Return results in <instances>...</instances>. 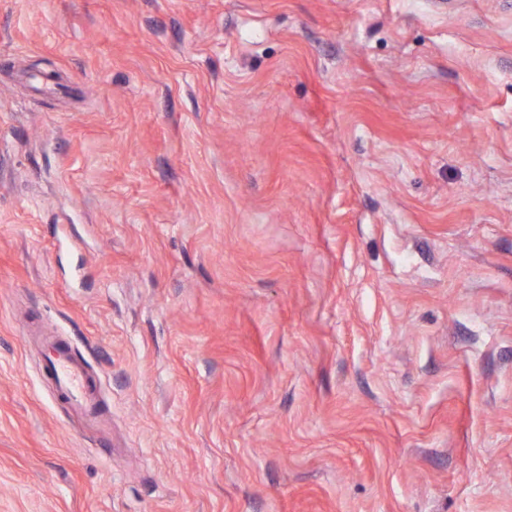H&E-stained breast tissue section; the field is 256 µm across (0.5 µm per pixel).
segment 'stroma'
I'll list each match as a JSON object with an SVG mask.
<instances>
[{
	"mask_svg": "<svg viewBox=\"0 0 512 512\" xmlns=\"http://www.w3.org/2000/svg\"><path fill=\"white\" fill-rule=\"evenodd\" d=\"M0 512H512V0H0ZM43 369L55 381L57 391L86 417L99 420L100 411L93 395V385L84 363L74 357L68 345L52 343Z\"/></svg>",
	"mask_w": 512,
	"mask_h": 512,
	"instance_id": "1",
	"label": "stroma"
}]
</instances>
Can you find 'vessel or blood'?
I'll use <instances>...</instances> for the list:
<instances>
[{
  "label": "vessel or blood",
  "instance_id": "1",
  "mask_svg": "<svg viewBox=\"0 0 512 512\" xmlns=\"http://www.w3.org/2000/svg\"><path fill=\"white\" fill-rule=\"evenodd\" d=\"M43 368L54 380L60 396L86 417L99 419L100 411L94 399L90 377L83 362L72 355L68 345L52 343Z\"/></svg>",
  "mask_w": 512,
  "mask_h": 512
}]
</instances>
